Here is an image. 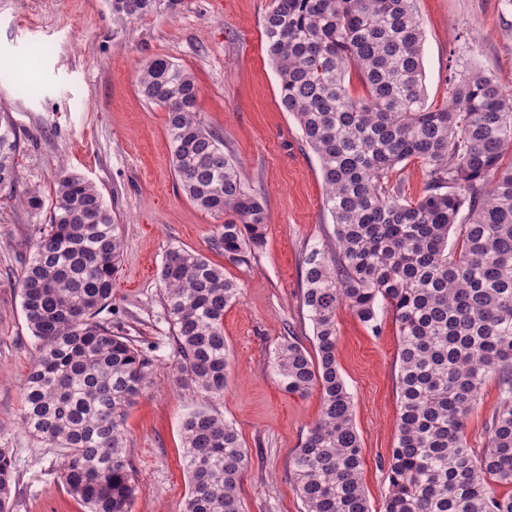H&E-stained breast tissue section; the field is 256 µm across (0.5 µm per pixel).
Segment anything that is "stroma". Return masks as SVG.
Segmentation results:
<instances>
[{"label": "stroma", "instance_id": "1", "mask_svg": "<svg viewBox=\"0 0 512 512\" xmlns=\"http://www.w3.org/2000/svg\"><path fill=\"white\" fill-rule=\"evenodd\" d=\"M273 3L182 0L175 15H151L127 30L113 24L105 0H0V108L21 136L19 180L0 190V447L15 452L13 512H84L60 479L58 449L20 426L21 379L35 345L18 280L32 226L49 219L24 198L31 190L50 198L63 167L94 182L122 224L118 287L100 318L148 347L153 360L151 385L126 422L138 480L132 512H181L188 477L180 425L196 409L232 423L250 453L240 486L245 512H304L289 459L319 415L320 395L285 393L271 362L285 337L313 346L300 262L332 236L333 224L320 162L280 105L263 29ZM417 10L429 106L445 103L454 70L478 68L512 87V0H417ZM157 56L195 76L201 120L223 134L225 152L261 196L267 240L249 263L210 253L221 220L198 209L177 183L167 114L136 83L139 64ZM172 246L209 254L241 288L240 301L224 312L231 367L220 399L180 387L173 371V329L158 278ZM336 323V361L352 395L364 489L379 512L398 434V330L385 309L375 332L345 308ZM497 400V384L487 380L466 421L473 448H482Z\"/></svg>", "mask_w": 512, "mask_h": 512}]
</instances>
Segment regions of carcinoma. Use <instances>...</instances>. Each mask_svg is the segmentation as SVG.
Wrapping results in <instances>:
<instances>
[{
  "label": "carcinoma",
  "instance_id": "carcinoma-1",
  "mask_svg": "<svg viewBox=\"0 0 512 512\" xmlns=\"http://www.w3.org/2000/svg\"><path fill=\"white\" fill-rule=\"evenodd\" d=\"M181 0H107L124 28L177 11ZM280 105L319 159L334 241L302 259L301 303L316 355L294 337L273 368L288 394L319 391L321 411L290 457L305 512H370L352 396L336 362V311L378 331L381 308L399 333V422L381 512H512V94L478 69L449 77L448 104L427 106L417 0H274L264 19ZM355 73L364 95L355 97ZM138 89L168 113L171 165L185 196L224 216L208 240L244 264L267 238L261 198L197 118L199 85L166 57L142 64ZM20 134L0 113V189L18 181ZM425 166L416 199L389 183L396 166ZM49 223L30 235L19 290L36 355L22 382L21 428L63 449L62 481L85 512H131L136 473L126 454L129 409L148 388L152 359L98 315L112 302L122 224L90 180L62 168ZM467 217L460 219L462 211ZM453 244H448L449 237ZM173 326L174 370L185 387L224 397V310L240 297L224 267L183 247L159 271ZM498 401L484 448L465 425L482 385ZM189 489L182 512H245L239 485L250 456L236 428L206 410L181 423ZM16 493L15 454L0 448V512Z\"/></svg>",
  "mask_w": 512,
  "mask_h": 512
}]
</instances>
